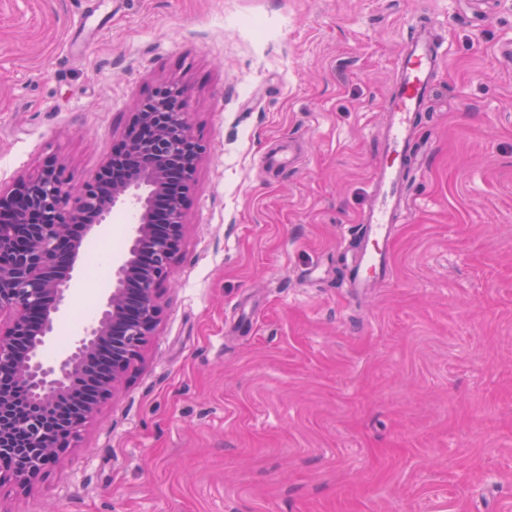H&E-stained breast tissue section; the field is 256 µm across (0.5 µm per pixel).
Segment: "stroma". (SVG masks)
Here are the masks:
<instances>
[{
	"label": "stroma",
	"mask_w": 512,
	"mask_h": 512,
	"mask_svg": "<svg viewBox=\"0 0 512 512\" xmlns=\"http://www.w3.org/2000/svg\"><path fill=\"white\" fill-rule=\"evenodd\" d=\"M445 53L393 274L352 295L398 53ZM181 83L207 150L160 322L75 447L0 512H512V0H0V184L77 186ZM291 144L293 169L262 153ZM130 212L82 232L63 348Z\"/></svg>",
	"instance_id": "obj_1"
}]
</instances>
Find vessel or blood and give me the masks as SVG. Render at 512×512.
Returning <instances> with one entry per match:
<instances>
[{
    "mask_svg": "<svg viewBox=\"0 0 512 512\" xmlns=\"http://www.w3.org/2000/svg\"><path fill=\"white\" fill-rule=\"evenodd\" d=\"M442 46L430 27L420 28L398 61V79L385 105L383 164L369 182L368 203L360 216V246L349 272L358 293L391 276L390 251L402 204V177L415 131L414 119L433 91Z\"/></svg>",
    "mask_w": 512,
    "mask_h": 512,
    "instance_id": "vessel-or-blood-1",
    "label": "vessel or blood"
}]
</instances>
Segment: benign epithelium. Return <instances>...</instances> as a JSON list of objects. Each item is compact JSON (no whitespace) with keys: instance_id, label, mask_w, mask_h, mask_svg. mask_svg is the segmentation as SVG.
I'll list each match as a JSON object with an SVG mask.
<instances>
[{"instance_id":"obj_1","label":"benign epithelium","mask_w":512,"mask_h":512,"mask_svg":"<svg viewBox=\"0 0 512 512\" xmlns=\"http://www.w3.org/2000/svg\"><path fill=\"white\" fill-rule=\"evenodd\" d=\"M125 150L106 168L126 170L123 182L98 179L65 188L63 168L47 159L37 174L0 185V485L22 489L54 465L79 437L142 350L160 319V299L185 236V200L206 146L187 120L184 89L160 86L130 113ZM164 222L152 223L158 198ZM126 208L135 224L112 268V288L96 320L54 362L39 348L63 314L78 248L73 227L90 231ZM91 392L50 434L52 412L72 386Z\"/></svg>"}]
</instances>
